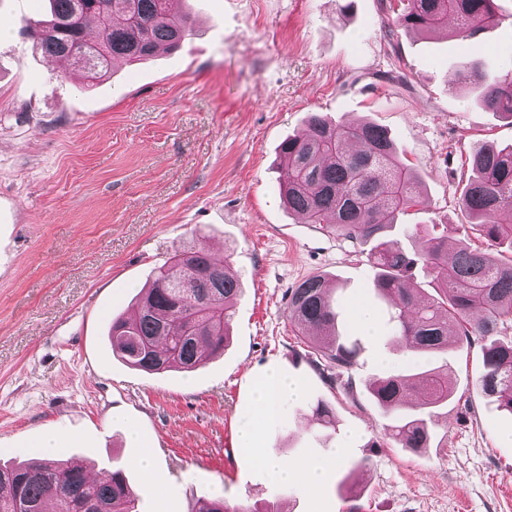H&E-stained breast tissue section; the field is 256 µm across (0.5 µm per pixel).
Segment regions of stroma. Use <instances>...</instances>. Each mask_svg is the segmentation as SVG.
<instances>
[{"instance_id":"stroma-1","label":"stroma","mask_w":512,"mask_h":512,"mask_svg":"<svg viewBox=\"0 0 512 512\" xmlns=\"http://www.w3.org/2000/svg\"><path fill=\"white\" fill-rule=\"evenodd\" d=\"M403 7L177 0L190 39L89 84L24 33L45 0H0V459L37 456L41 436L59 435L58 458L122 467L143 487L138 512H193L203 497L285 512H512V443L501 440L512 414L474 388L479 346L452 339L447 352L405 359L371 341L350 376L330 381L288 317L289 291L321 274L348 302L349 335L362 333L358 305L379 322L387 311L366 293L359 247L284 204L279 146L309 113L389 131L429 200L401 217L404 241L419 224L467 228L466 157L488 141L512 145V120L452 86L464 54L493 75L512 69V0H498L501 23L468 43L449 29L386 40L383 21ZM190 243L226 258L240 281L230 344L189 373L129 368L112 355L111 320ZM406 361L447 367L455 388L423 453L385 443L388 419L363 387ZM272 371L304 397L262 421L254 389ZM320 402L335 428L315 421ZM248 424L267 457L326 461L327 480L276 481L239 445ZM146 451L148 472L135 464Z\"/></svg>"}]
</instances>
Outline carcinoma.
Instances as JSON below:
<instances>
[{"instance_id": "obj_1", "label": "carcinoma", "mask_w": 512, "mask_h": 512, "mask_svg": "<svg viewBox=\"0 0 512 512\" xmlns=\"http://www.w3.org/2000/svg\"><path fill=\"white\" fill-rule=\"evenodd\" d=\"M51 19L28 20L25 30L40 50L73 59L78 44L91 49L79 64L86 78H102L117 60L146 59L163 48L177 49L193 35L188 18L169 0H49ZM456 22L455 35L466 41L501 20L497 0H407L395 24L434 33ZM97 37L87 38L89 21ZM458 81L478 89L483 107L512 119V71L489 76L468 60L460 62ZM285 169L281 188L288 210L310 224L352 242L373 270L369 290L390 307L388 335L401 351L432 354L448 349V328L467 344H479L483 370L475 380L480 393L512 414V339L499 338V325L512 322V151L485 144L472 152L470 176L459 203L487 248L468 237L448 236V227L427 224L416 229L421 245L409 250L389 236L399 217L428 207L418 180L403 162L387 130L362 121L340 124L321 112L308 115L304 129L279 146ZM423 273L432 292L413 285ZM195 283L181 288L183 280ZM334 282L317 275L301 282L288 299V316L297 327L317 335L315 350L326 367L340 373L358 365L363 347L339 330L340 311ZM240 282L227 262L201 247L175 252L154 269L150 287L139 295L134 314L112 320V352L147 373L170 369L191 372L207 357L224 352L230 338L232 310ZM418 406L408 407L412 390ZM366 390L392 421L389 438L400 448L429 447L427 417L448 403L453 391L448 370L394 374L370 380ZM141 489L121 469L94 477L77 461L40 460L0 465V512H137ZM192 512H279L276 502L230 504L203 498Z\"/></svg>"}]
</instances>
